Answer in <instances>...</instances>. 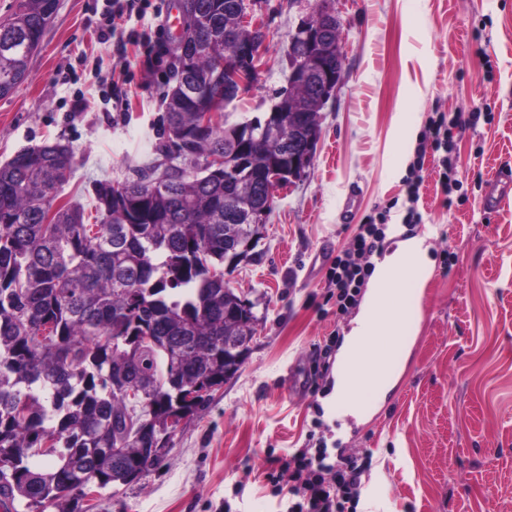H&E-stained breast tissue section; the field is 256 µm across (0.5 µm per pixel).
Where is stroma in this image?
Masks as SVG:
<instances>
[{
    "instance_id": "obj_1",
    "label": "stroma",
    "mask_w": 512,
    "mask_h": 512,
    "mask_svg": "<svg viewBox=\"0 0 512 512\" xmlns=\"http://www.w3.org/2000/svg\"><path fill=\"white\" fill-rule=\"evenodd\" d=\"M102 0H60L31 77L0 98V163L25 147L69 143L75 170L62 196L93 208L91 182H121L154 157L167 88L128 46L130 100L101 101L120 61L103 42ZM315 0H263L259 73L224 114L265 118L286 84L288 42ZM345 80L320 114L305 179L278 190L253 257L226 274L258 318L238 372L212 392L140 480L95 493L92 512H276L270 462L311 438L364 461L357 512H512V0H335ZM88 108L73 111L76 99ZM437 112L452 129L459 187L444 206L424 159L418 209L433 268L418 287L406 344L386 396L356 415L332 394L341 365L312 369V347L344 338L357 309L337 315L326 272L357 227L405 192L421 131ZM301 385L288 386L289 374Z\"/></svg>"
}]
</instances>
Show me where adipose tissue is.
Returning <instances> with one entry per match:
<instances>
[{
  "label": "adipose tissue",
  "mask_w": 512,
  "mask_h": 512,
  "mask_svg": "<svg viewBox=\"0 0 512 512\" xmlns=\"http://www.w3.org/2000/svg\"><path fill=\"white\" fill-rule=\"evenodd\" d=\"M431 268L428 250L420 238L399 243L392 254L376 264L367 306L339 353L342 364L352 372L349 387L336 390V401L346 412L359 411L369 381L378 382L381 395L392 388L395 355L404 342L405 319L416 308L413 287Z\"/></svg>",
  "instance_id": "1"
}]
</instances>
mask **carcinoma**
Segmentation results:
<instances>
[{
	"label": "carcinoma",
	"mask_w": 512,
	"mask_h": 512,
	"mask_svg": "<svg viewBox=\"0 0 512 512\" xmlns=\"http://www.w3.org/2000/svg\"><path fill=\"white\" fill-rule=\"evenodd\" d=\"M182 6L186 35L199 32L205 47L176 45L154 146L162 160L131 180H92L94 223L61 199L74 172L70 145L23 148L0 163V496L26 512H76L69 504L93 489L132 483L157 425L177 409L193 414L187 394L224 384L229 337L256 331L254 314L234 316L224 282V237L241 230L224 212L255 201L253 179L230 187L211 173L209 158L233 148V133L219 119L199 130L187 75L224 95V29L238 24L243 0ZM57 8L19 0L0 20V98L28 80ZM318 117L302 113L282 137L319 140ZM248 156L256 175L282 160L276 140L250 144ZM164 166L169 181L153 191L143 180ZM123 369L152 413L114 386ZM46 442L54 452L40 451Z\"/></svg>",
	"instance_id": "1"
}]
</instances>
